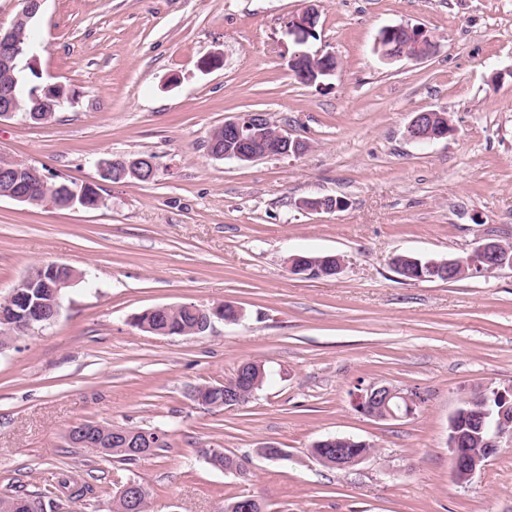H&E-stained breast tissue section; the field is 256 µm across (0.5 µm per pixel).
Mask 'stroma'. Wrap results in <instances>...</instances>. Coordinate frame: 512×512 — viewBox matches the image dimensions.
I'll return each mask as SVG.
<instances>
[{
    "instance_id": "obj_1",
    "label": "stroma",
    "mask_w": 512,
    "mask_h": 512,
    "mask_svg": "<svg viewBox=\"0 0 512 512\" xmlns=\"http://www.w3.org/2000/svg\"><path fill=\"white\" fill-rule=\"evenodd\" d=\"M308 0H44L31 55L40 85L71 99L55 118L0 122V156L91 185L96 209L0 199V295L36 266L85 281L59 316L0 351V494L91 474L99 512L142 481L150 512H220L251 496L275 512H512V447L463 484L448 425L462 399L512 385V268L456 282L407 281L398 253L454 258L512 240V0H318L314 37L289 20ZM420 26L421 59L381 61V28ZM333 54L322 84L296 78V49ZM218 53L222 63L203 70ZM447 112L452 133L406 137L414 113ZM267 113L310 144L299 157L216 160L224 121ZM153 155L143 183L104 181L109 156ZM343 199L315 213L306 198ZM338 254L335 277L290 274L294 255ZM228 303L240 321L158 336L132 319L159 305ZM249 361L270 376L249 402L196 403L194 387ZM417 391L412 417L376 420L358 390ZM156 428L165 447L131 464L70 447V425ZM371 445L357 465L319 463L313 444ZM265 446L284 449L271 461ZM220 450L241 472L208 463Z\"/></svg>"
}]
</instances>
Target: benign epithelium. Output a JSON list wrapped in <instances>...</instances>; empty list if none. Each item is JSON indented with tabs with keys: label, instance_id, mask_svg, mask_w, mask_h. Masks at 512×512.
<instances>
[{
	"label": "benign epithelium",
	"instance_id": "7a95c632",
	"mask_svg": "<svg viewBox=\"0 0 512 512\" xmlns=\"http://www.w3.org/2000/svg\"><path fill=\"white\" fill-rule=\"evenodd\" d=\"M44 0H21L22 9L16 21H31L38 15ZM319 19L318 10L307 6L303 12L288 22V33L294 37L297 45L306 42L310 32L314 30ZM404 32L411 38L416 52L411 58L418 60L428 56L435 48V42L422 27L408 25L388 26L385 32L376 36L374 49L380 59L386 62L404 58L398 51V45L390 41L393 34ZM22 49L14 38V27L3 30L0 28V64L13 67L18 63ZM331 55L322 56L317 63L313 55L306 51H296L293 54L291 67L304 76L308 83L316 81L320 75L330 76L334 69L328 66ZM14 90L5 88L0 91V121L16 115L13 107ZM268 116L263 112H250L234 120L224 122V150H215L207 146V153L214 159L226 158L240 163H248L265 157H298L302 155L301 146L305 140L293 135L288 128L283 127L278 134L275 144H270L265 138V126ZM447 113L438 110H427L416 113L406 128L408 139L425 143L443 138L451 134ZM22 170L12 167L0 170V198H8L17 202L30 200V196L20 185L23 183ZM512 268V257L500 253L495 242L487 238L476 245L465 256L448 259V272L458 270L464 274L484 275L498 269ZM66 268L71 275L65 276L58 270ZM288 272L293 275L305 274L320 277L324 271L316 264V260L295 256L290 259ZM82 278V273L72 266L49 263L30 271L14 288L12 296L16 297L22 311L17 313L18 319L24 325L25 333L34 331L52 323L59 315L60 298L65 290ZM500 405L499 412L491 409V401ZM470 409L463 415H473L481 423L485 431L482 447L471 448L469 443L459 433L453 431L448 435V452L452 463L453 478L458 483L470 480L484 466L485 462L497 454L502 445V439L509 438L508 446H512V419H508L506 411L512 404V386L503 390L494 389L492 394L483 395L477 399L467 398ZM359 410L367 416L378 418L385 413L388 419H399L414 414L416 404L404 392L387 384L372 385L366 393L360 395ZM112 442L124 448H139L148 451L158 447L163 441L162 436L155 432H140L138 430L111 429L107 431ZM126 492L128 512H137L142 494V486L128 481L119 487Z\"/></svg>",
	"mask_w": 512,
	"mask_h": 512
}]
</instances>
